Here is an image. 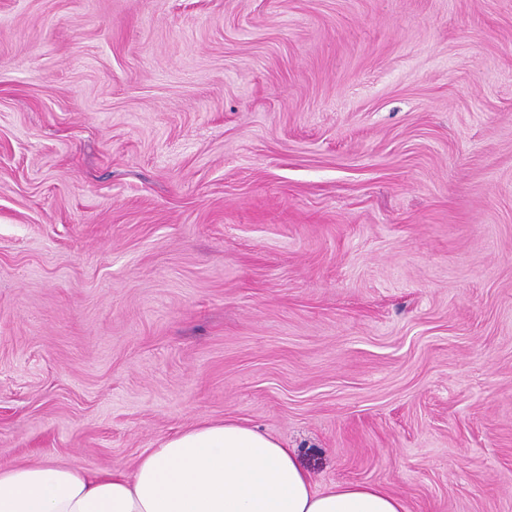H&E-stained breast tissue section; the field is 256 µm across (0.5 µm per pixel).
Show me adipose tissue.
<instances>
[{
  "label": "adipose tissue",
  "mask_w": 512,
  "mask_h": 512,
  "mask_svg": "<svg viewBox=\"0 0 512 512\" xmlns=\"http://www.w3.org/2000/svg\"><path fill=\"white\" fill-rule=\"evenodd\" d=\"M0 512H405L365 483L317 489L289 448L239 421L178 432L131 471L53 460L0 468Z\"/></svg>",
  "instance_id": "adipose-tissue-1"
}]
</instances>
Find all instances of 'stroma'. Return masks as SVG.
Listing matches in <instances>:
<instances>
[{
  "instance_id": "1",
  "label": "stroma",
  "mask_w": 512,
  "mask_h": 512,
  "mask_svg": "<svg viewBox=\"0 0 512 512\" xmlns=\"http://www.w3.org/2000/svg\"><path fill=\"white\" fill-rule=\"evenodd\" d=\"M229 418L512 512V0H0V468Z\"/></svg>"
}]
</instances>
